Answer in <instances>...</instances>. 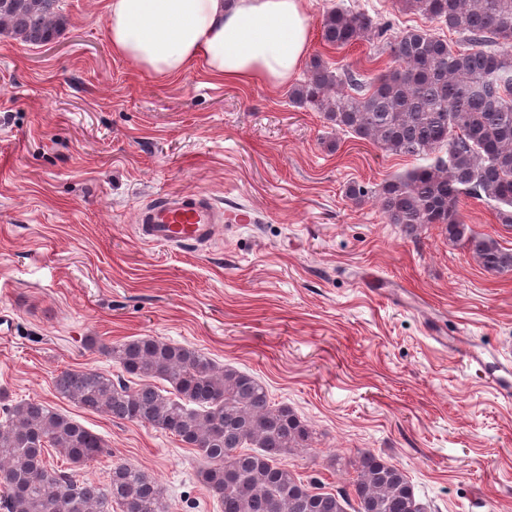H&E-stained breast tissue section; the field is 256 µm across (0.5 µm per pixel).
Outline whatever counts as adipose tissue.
<instances>
[{
	"instance_id": "1",
	"label": "adipose tissue",
	"mask_w": 512,
	"mask_h": 512,
	"mask_svg": "<svg viewBox=\"0 0 512 512\" xmlns=\"http://www.w3.org/2000/svg\"><path fill=\"white\" fill-rule=\"evenodd\" d=\"M303 0H108L112 51L157 77L203 62L208 77L284 84L309 41Z\"/></svg>"
}]
</instances>
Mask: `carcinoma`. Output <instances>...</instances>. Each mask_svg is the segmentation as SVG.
<instances>
[{
	"label": "carcinoma",
	"instance_id": "cac0c4a2",
	"mask_svg": "<svg viewBox=\"0 0 512 512\" xmlns=\"http://www.w3.org/2000/svg\"><path fill=\"white\" fill-rule=\"evenodd\" d=\"M404 10L445 24L457 48L425 29L385 37L370 16L338 6L323 16V44L343 48L386 38L397 67L363 80L316 54L289 102L311 106L338 131L418 165L385 181L377 198L388 223L408 235L436 225L466 245L485 270L512 273V249L464 222L461 197L490 203L512 225V0H400ZM67 25L60 0H0V34L41 45ZM87 346L142 380L116 382L97 370L66 369L56 392L81 408L149 425L196 450L201 480L223 512H426L404 471L370 450L353 462V494L325 492L283 459L310 447L312 431L294 409L270 401L255 376L215 365L199 349L150 336ZM166 387L152 384L153 380ZM53 448L74 466L103 452L96 433L38 401L15 403L0 422L3 512H165L159 485L119 464L105 487L47 467Z\"/></svg>",
	"mask_w": 512,
	"mask_h": 512
}]
</instances>
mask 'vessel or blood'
Segmentation results:
<instances>
[{
    "instance_id": "1",
    "label": "vessel or blood",
    "mask_w": 512,
    "mask_h": 512,
    "mask_svg": "<svg viewBox=\"0 0 512 512\" xmlns=\"http://www.w3.org/2000/svg\"><path fill=\"white\" fill-rule=\"evenodd\" d=\"M254 211L247 207H220L203 195H166L138 213L136 233L147 244L172 247L211 243L223 223L251 224Z\"/></svg>"
}]
</instances>
